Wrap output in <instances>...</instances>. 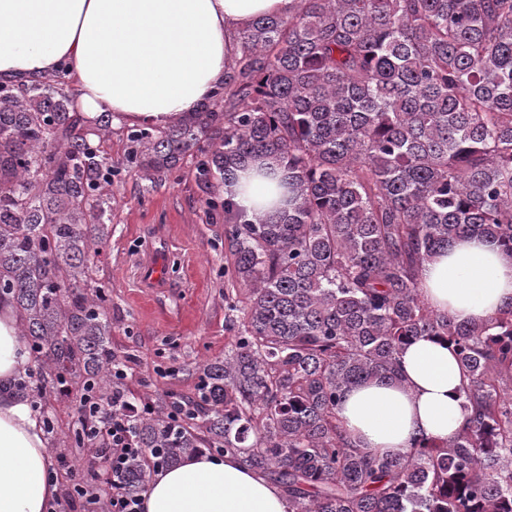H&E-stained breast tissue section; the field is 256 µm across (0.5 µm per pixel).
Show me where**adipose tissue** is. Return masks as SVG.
<instances>
[{
    "label": "adipose tissue",
    "instance_id": "ef3b65f1",
    "mask_svg": "<svg viewBox=\"0 0 512 512\" xmlns=\"http://www.w3.org/2000/svg\"><path fill=\"white\" fill-rule=\"evenodd\" d=\"M294 0H0V79L64 72L84 121L162 128L195 112L224 82L246 22L293 11ZM247 214L279 204L274 173L240 169L230 187ZM426 301L459 320L486 317L512 300V255L475 238L456 241L421 272ZM21 317L0 299V512H58L49 443L31 400L9 385L33 366ZM398 384L346 392L340 416L361 447L381 454L415 437L445 439L461 426L462 372L452 347L431 336L407 345ZM144 512H288L279 489L232 457L184 456L159 471Z\"/></svg>",
    "mask_w": 512,
    "mask_h": 512
}]
</instances>
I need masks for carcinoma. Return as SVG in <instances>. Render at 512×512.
Returning a JSON list of instances; mask_svg holds the SVG:
<instances>
[{
    "mask_svg": "<svg viewBox=\"0 0 512 512\" xmlns=\"http://www.w3.org/2000/svg\"><path fill=\"white\" fill-rule=\"evenodd\" d=\"M224 84L189 117L88 137L64 74L0 80V297L38 366L15 383L103 403L112 376L113 178L152 183L194 160L207 213L224 214L234 335L198 365L197 399L146 397L127 462L135 495L161 468L218 449L277 485L291 512H512V301L459 321L428 305L420 271L460 238L512 252V0H296L238 32ZM269 159L288 209L247 215L221 194ZM450 343L468 414L451 437L394 454L354 441L343 395L401 382L403 349Z\"/></svg>",
    "mask_w": 512,
    "mask_h": 512,
    "instance_id": "1",
    "label": "carcinoma"
}]
</instances>
